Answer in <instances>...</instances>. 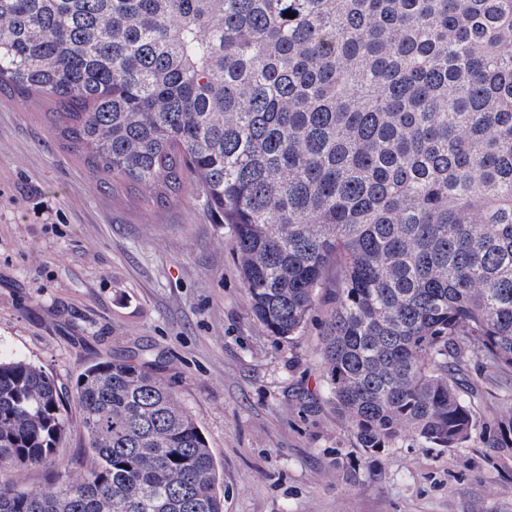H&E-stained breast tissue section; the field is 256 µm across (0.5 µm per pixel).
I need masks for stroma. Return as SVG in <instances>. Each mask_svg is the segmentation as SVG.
<instances>
[{"mask_svg": "<svg viewBox=\"0 0 512 512\" xmlns=\"http://www.w3.org/2000/svg\"><path fill=\"white\" fill-rule=\"evenodd\" d=\"M46 101L0 93V358L73 387L90 364L149 359L195 416L224 512H512V454L358 448L324 389V298L300 336L252 316L231 237L190 197L169 208L100 188L60 148ZM54 457L15 473L40 489L93 467L79 404Z\"/></svg>", "mask_w": 512, "mask_h": 512, "instance_id": "35a3bbf8", "label": "stroma"}]
</instances>
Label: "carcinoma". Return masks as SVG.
Wrapping results in <instances>:
<instances>
[{"mask_svg":"<svg viewBox=\"0 0 512 512\" xmlns=\"http://www.w3.org/2000/svg\"><path fill=\"white\" fill-rule=\"evenodd\" d=\"M0 91L47 98L101 187L191 189L272 335H299L336 265L319 353L358 447L512 448L470 380L512 401V0H0ZM75 392L94 469L6 484L67 415L44 370L0 360V512H224L152 364L92 363ZM471 379L484 393L485 396L481 401L476 403L475 409L477 416L482 422L493 425L502 415L510 409L508 405L501 403L497 399L491 397L488 393L496 391V383L494 379H486V373L479 374L478 371L471 370Z\"/></svg>","mask_w":512,"mask_h":512,"instance_id":"obj_1","label":"carcinoma"}]
</instances>
